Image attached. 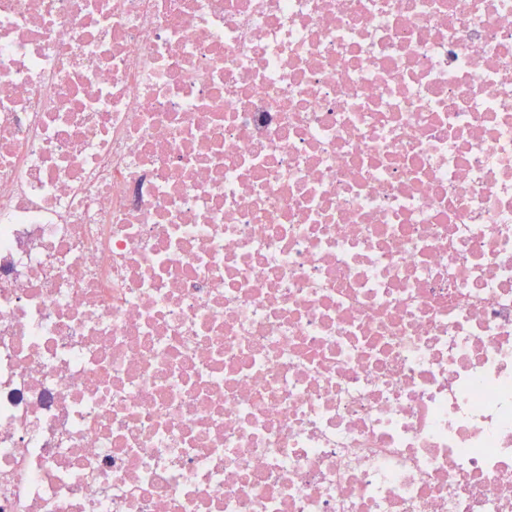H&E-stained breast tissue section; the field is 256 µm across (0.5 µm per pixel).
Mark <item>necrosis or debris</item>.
I'll return each mask as SVG.
<instances>
[{
	"mask_svg": "<svg viewBox=\"0 0 512 512\" xmlns=\"http://www.w3.org/2000/svg\"><path fill=\"white\" fill-rule=\"evenodd\" d=\"M0 512H512V0H0Z\"/></svg>",
	"mask_w": 512,
	"mask_h": 512,
	"instance_id": "1",
	"label": "necrosis or debris"
}]
</instances>
